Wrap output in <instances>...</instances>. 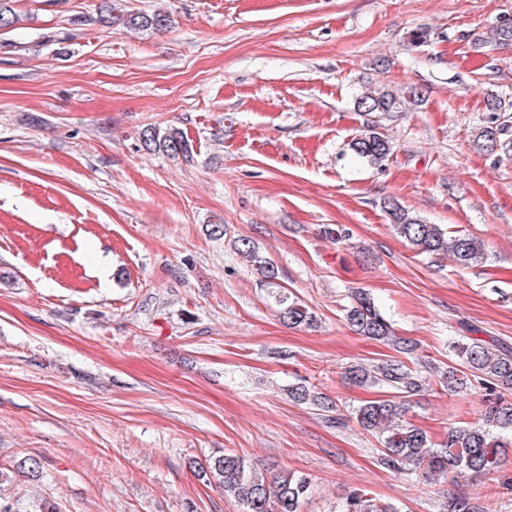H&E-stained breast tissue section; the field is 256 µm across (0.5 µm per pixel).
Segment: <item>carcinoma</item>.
<instances>
[{"instance_id": "carcinoma-1", "label": "carcinoma", "mask_w": 512, "mask_h": 512, "mask_svg": "<svg viewBox=\"0 0 512 512\" xmlns=\"http://www.w3.org/2000/svg\"><path fill=\"white\" fill-rule=\"evenodd\" d=\"M18 22L11 0H0V29H8ZM126 22L143 31L159 32L170 28L171 19L163 12L136 13ZM490 40L502 48H512V23L489 27ZM423 102L417 87H403L394 92L369 86L362 88L355 98L358 112H405ZM501 129L485 126L476 134V144L487 151L512 150V143L500 139ZM143 147L173 157L192 158V145L187 135L177 129L161 132L154 127L141 135ZM352 153L371 166H380L392 153V142L373 124L350 141ZM395 233L419 252L452 259L456 265L468 269L486 259L484 244L462 230H449L440 224H429L411 214L395 200L385 201ZM238 252L255 266L262 282L275 285L277 272L254 243L241 238ZM284 322L293 327H310L315 315L300 300L279 292L275 295ZM354 303L346 309L345 319L353 330L368 339L394 347L405 355L417 350V343L394 334L367 293L357 291ZM461 336L451 342L448 366L440 371L438 382L450 392H461L478 383L489 392L491 399L485 405L478 424L458 425L448 429L443 439L434 443L426 431L408 419L406 398L427 386L419 371L400 360H386L372 366L351 364L345 368L344 380L357 387L378 386L390 392L389 398L369 401L355 411L357 423L380 438L383 445L381 465L397 476L416 482H458V479L480 476L494 482L501 472L505 456L512 448V347L503 343L490 344L472 335ZM289 396L297 403L328 412L334 403L325 393L305 383L288 388ZM210 477L234 498L242 512H301V504L309 492L306 477L282 471L267 474L243 458L225 454L211 460L207 466ZM341 512H401L391 503L371 496L366 489L351 492ZM448 512H484L465 496L448 501Z\"/></svg>"}]
</instances>
